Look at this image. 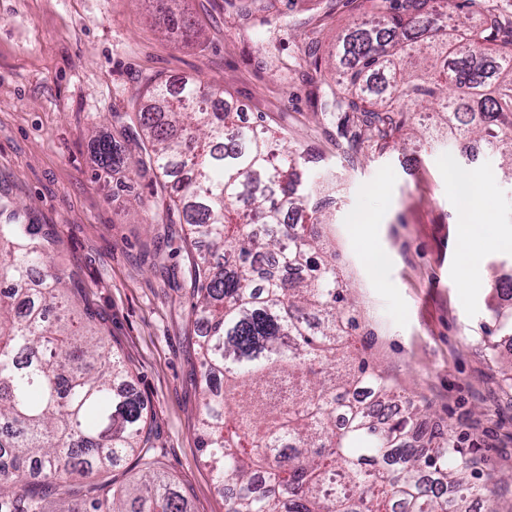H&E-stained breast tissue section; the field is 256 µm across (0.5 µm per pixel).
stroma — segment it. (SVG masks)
I'll use <instances>...</instances> for the list:
<instances>
[{
	"mask_svg": "<svg viewBox=\"0 0 512 512\" xmlns=\"http://www.w3.org/2000/svg\"><path fill=\"white\" fill-rule=\"evenodd\" d=\"M196 37L173 36L152 0H0V194L26 224L57 244L52 262L74 275L76 295L97 316L145 406L159 468L190 512H225L198 442L202 368L184 272L198 248L182 224L153 217L167 196L99 168L93 141L126 137L113 112L132 111L149 80L222 91L243 121L263 117L332 178L317 231L354 304L349 354L381 373L401 402L488 462L512 473V384L487 349L486 307L496 275L512 277V250L482 248L463 267L460 175L482 172L492 191L478 232L512 228V184L483 153L461 157L447 141L386 148L338 137L321 111L335 68L337 30L363 19L371 0H179ZM271 33L259 42L261 25ZM317 44L320 65L305 51ZM456 178H449V171Z\"/></svg>",
	"mask_w": 512,
	"mask_h": 512,
	"instance_id": "stroma-1",
	"label": "stroma"
}]
</instances>
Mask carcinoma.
<instances>
[{
    "mask_svg": "<svg viewBox=\"0 0 512 512\" xmlns=\"http://www.w3.org/2000/svg\"><path fill=\"white\" fill-rule=\"evenodd\" d=\"M171 25L195 23L166 0ZM377 18L336 37L340 86L324 111L343 137L385 145L420 109L441 116L440 136L480 141L512 183V21L487 10L480 25H436L430 0H381ZM136 109V153L95 139L101 169L129 164L170 196L187 234L207 251L190 261L194 322L204 369L201 444L225 512H476L498 480L486 460L417 427V412L387 413L397 395L384 377L344 355L353 309L336 267L316 251L318 175L257 118L244 124L221 93L152 80ZM0 512H188L157 470L145 408L93 317L81 314L49 265L50 234L18 223L0 197ZM224 259V263L217 259ZM265 258L308 268L291 283L253 269ZM488 309L512 340V308ZM346 425L336 424L337 414ZM134 456L143 474H110Z\"/></svg>",
    "mask_w": 512,
    "mask_h": 512,
    "instance_id": "carcinoma-1",
    "label": "carcinoma"
}]
</instances>
